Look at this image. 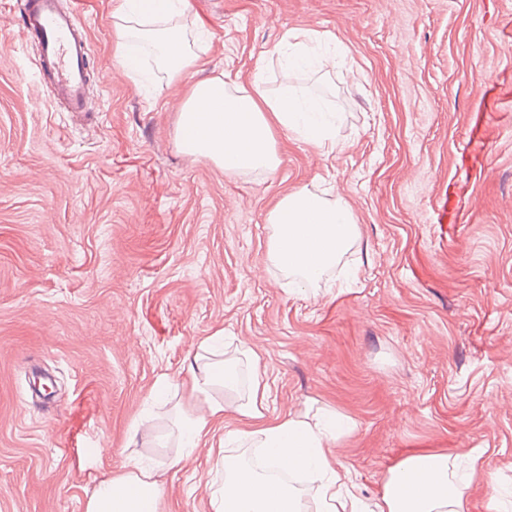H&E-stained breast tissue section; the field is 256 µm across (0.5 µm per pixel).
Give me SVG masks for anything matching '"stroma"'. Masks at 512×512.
Masks as SVG:
<instances>
[{"instance_id":"stroma-1","label":"stroma","mask_w":512,"mask_h":512,"mask_svg":"<svg viewBox=\"0 0 512 512\" xmlns=\"http://www.w3.org/2000/svg\"><path fill=\"white\" fill-rule=\"evenodd\" d=\"M119 0H81L92 105L59 112L21 0H0V512H85L151 463L160 512H213L226 417L180 466L199 344L259 368L267 416L333 410L327 454L365 506L413 454H482L466 512L512 488V0H187L193 80L280 83L286 34L336 67L324 155L276 130V170L225 174L175 143L180 97L113 56ZM307 75L296 83L308 85ZM327 191L359 235L317 287L268 259L265 219ZM150 420L155 436L135 437Z\"/></svg>"}]
</instances>
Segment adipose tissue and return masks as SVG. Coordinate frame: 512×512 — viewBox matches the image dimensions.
Listing matches in <instances>:
<instances>
[{
	"label": "adipose tissue",
	"mask_w": 512,
	"mask_h": 512,
	"mask_svg": "<svg viewBox=\"0 0 512 512\" xmlns=\"http://www.w3.org/2000/svg\"><path fill=\"white\" fill-rule=\"evenodd\" d=\"M181 0H120L113 14L117 33L115 55L125 74H132V39L158 51V69L167 85L178 87L181 108L175 141L185 154L201 157L230 174L272 171L279 164L275 129H283L327 154L337 147L335 115L315 96L271 93L260 79L249 84L222 77L188 81L199 56L184 31L173 25L181 15ZM273 227L269 259L280 271L300 276L313 287L325 271L340 262L358 236L350 209L308 187L281 197L270 209ZM236 377L224 362L198 366L191 376L181 411L179 442L196 447L211 424L232 414L245 426L229 435L244 448L265 451L263 470L242 456L223 457L224 485L212 501L214 512H305L301 484L313 492L315 512H358L355 495L345 490L324 450L339 439L346 426L323 411L314 420L286 415L268 420L266 388L254 377L246 402L215 399L218 385L233 390ZM275 470L300 477V485L272 478ZM469 480L460 478L456 464L443 455L416 454L392 467L373 512H465ZM160 490L149 468L131 463L124 471L102 480L86 512H158Z\"/></svg>",
	"instance_id": "adipose-tissue-1"
}]
</instances>
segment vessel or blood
<instances>
[{
    "instance_id": "b4317fda",
    "label": "vessel or blood",
    "mask_w": 512,
    "mask_h": 512,
    "mask_svg": "<svg viewBox=\"0 0 512 512\" xmlns=\"http://www.w3.org/2000/svg\"><path fill=\"white\" fill-rule=\"evenodd\" d=\"M22 6V26L38 42L37 68L52 101L68 112L86 111L90 42L80 0H23Z\"/></svg>"
}]
</instances>
